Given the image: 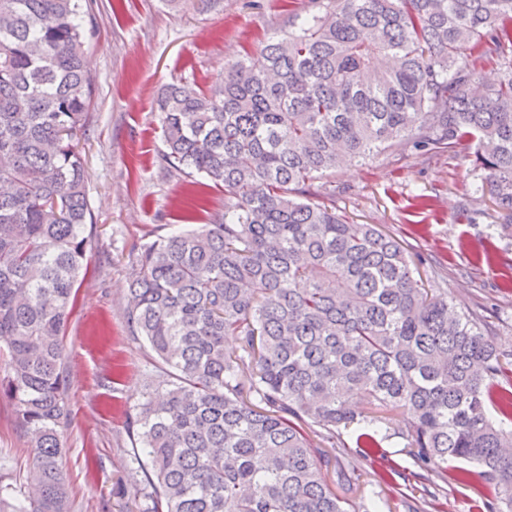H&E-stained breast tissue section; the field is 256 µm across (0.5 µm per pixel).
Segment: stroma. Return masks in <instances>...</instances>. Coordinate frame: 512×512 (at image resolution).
<instances>
[{
  "label": "stroma",
  "instance_id": "1",
  "mask_svg": "<svg viewBox=\"0 0 512 512\" xmlns=\"http://www.w3.org/2000/svg\"><path fill=\"white\" fill-rule=\"evenodd\" d=\"M311 8L310 0H215L208 8L200 0L174 8L165 0H96L85 64L97 91L80 138L94 223L64 337L72 421L62 437V469L73 512H142L145 502L127 480L137 468L128 422L143 401L152 360L127 326L129 282L144 244L224 211V190L214 186L202 207L189 209L186 176L160 165L157 95L180 78L209 85L226 61L256 52L289 16ZM477 183L465 154L388 148L329 173L321 191L349 223L395 236L418 279L447 289L457 311L485 316L498 350L512 353V226ZM405 446L397 435L381 443L396 475L385 476L369 459L337 493L356 507L407 512L443 484L448 492L437 512H482L487 483L476 477L463 486L434 474L412 480L419 466ZM32 455L11 401L0 396V474L26 471Z\"/></svg>",
  "mask_w": 512,
  "mask_h": 512
}]
</instances>
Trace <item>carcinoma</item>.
Wrapping results in <instances>:
<instances>
[{
  "mask_svg": "<svg viewBox=\"0 0 512 512\" xmlns=\"http://www.w3.org/2000/svg\"><path fill=\"white\" fill-rule=\"evenodd\" d=\"M95 25L93 0H0V395L35 448L0 475V512L72 509L63 336L93 223L78 145ZM157 110L160 164L224 186V215L144 245L128 288L155 355L132 422L144 512H352L314 438L334 450L358 424L374 448L400 410L421 468L461 463L463 482L474 465L486 512H512V359L315 188L385 148L459 149L512 221V0H328Z\"/></svg>",
  "mask_w": 512,
  "mask_h": 512,
  "instance_id": "cac0c4a2",
  "label": "carcinoma"
}]
</instances>
